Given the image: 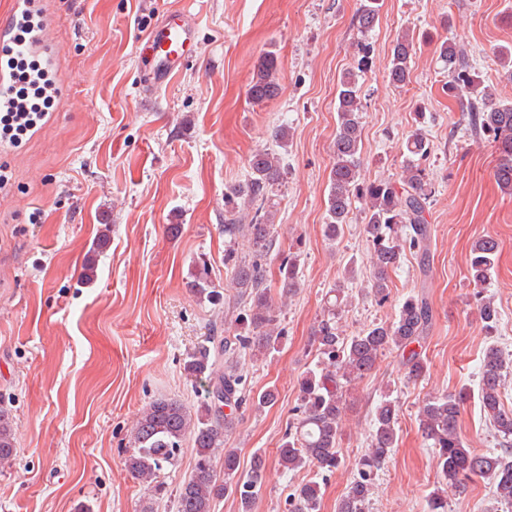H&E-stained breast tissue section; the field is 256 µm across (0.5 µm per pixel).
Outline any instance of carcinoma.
<instances>
[{"label":"carcinoma","mask_w":512,"mask_h":512,"mask_svg":"<svg viewBox=\"0 0 512 512\" xmlns=\"http://www.w3.org/2000/svg\"><path fill=\"white\" fill-rule=\"evenodd\" d=\"M381 7L382 0H360L356 12L357 70L345 72L338 82L334 162L325 202L324 234L327 239L336 240L340 228L347 223L352 202L363 204V233L372 267L369 288L373 296L383 300L389 288V272L398 267L405 252L419 257L421 267H426L429 229L425 213L435 187L423 166L430 147L419 128L405 142L407 159L400 182L359 179L364 110L359 74L371 62L368 36L380 20ZM413 53V38L406 32L399 35L391 48L387 73L392 83L404 85L409 81ZM437 53L448 73V95L465 105L470 131L493 144L497 154L495 181L504 193L512 194V102L493 98L491 87L475 72L469 55L456 40H442ZM278 71L277 58L264 55L250 82L248 98L261 103L278 96ZM283 174L284 168L274 151L257 150L248 160L245 180L224 192V238H248L253 254L239 257L229 251L224 256V265L230 266L231 281L241 290L242 308L235 318L233 334L210 337L184 363L185 372L204 382L199 405L193 410L178 399L157 398L143 409L133 430V448L125 458V469L133 478L146 483L150 496L156 499L166 491L157 482V475L174 461L182 443L191 440L194 465L176 491L177 512H212L214 500L227 495L239 500L241 512H252L266 480L265 454H254L249 469L242 472L237 450L226 447V440L234 429L236 412L248 401L241 359L269 355L284 336L281 310L271 302L267 256L275 254L278 262L280 295L291 297L300 288L298 253L275 250L276 227L271 224V212L265 210L270 193ZM497 258L498 243L493 237L476 239L471 248L470 280L482 285L490 277ZM188 287L212 300L222 298L205 271L189 281ZM331 292L333 296L326 299L324 314L312 333L321 361L299 382L296 417L279 446L278 465L288 471L312 464L325 473L341 465L337 443L345 396L375 370L383 352L399 351L402 365L413 380L427 372L425 358L412 348L424 338L431 320V308L423 296L405 298L393 323L372 325L359 335L346 338L338 323L345 306L344 285H337ZM477 310L486 327L494 328L500 317L494 302L482 298ZM510 371L512 358L505 356L500 347L488 346L481 366L480 398L484 413L506 451L499 455L478 453L465 446L458 427L460 395L427 399L419 412V430L437 451L445 484L456 489L476 478H487L492 481L496 499L512 505V453L508 452L512 447V413L501 405V389ZM397 424V405L389 399L381 401L372 419L369 448L336 512H365L377 472L397 444ZM16 452L13 417L10 409L0 404V466L10 465ZM320 510L319 482L310 481L295 490L291 512Z\"/></svg>","instance_id":"cac0c4a2"}]
</instances>
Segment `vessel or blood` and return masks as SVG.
I'll use <instances>...</instances> for the list:
<instances>
[{
    "mask_svg": "<svg viewBox=\"0 0 512 512\" xmlns=\"http://www.w3.org/2000/svg\"><path fill=\"white\" fill-rule=\"evenodd\" d=\"M195 29L181 11L168 13L138 41L137 50L145 62L143 94H153L175 73L191 53ZM34 59L46 73H54L57 54L48 38V22L42 0H13L7 18L0 20V111L15 96L11 61Z\"/></svg>",
    "mask_w": 512,
    "mask_h": 512,
    "instance_id": "obj_1",
    "label": "vessel or blood"
}]
</instances>
